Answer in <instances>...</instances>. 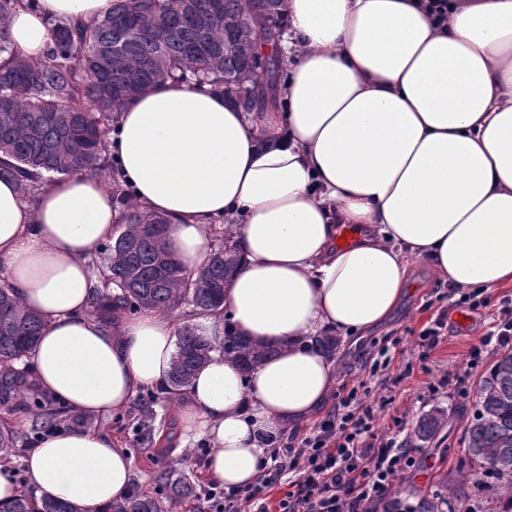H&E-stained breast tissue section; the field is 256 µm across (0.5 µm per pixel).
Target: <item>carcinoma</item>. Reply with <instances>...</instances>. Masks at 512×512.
I'll return each mask as SVG.
<instances>
[{
  "instance_id": "obj_1",
  "label": "carcinoma",
  "mask_w": 512,
  "mask_h": 512,
  "mask_svg": "<svg viewBox=\"0 0 512 512\" xmlns=\"http://www.w3.org/2000/svg\"><path fill=\"white\" fill-rule=\"evenodd\" d=\"M0 0V180L16 182L21 196L34 198L54 175L88 174L113 188L121 205L119 231L105 248L106 263L95 274L105 288L95 293L89 313L112 324V314L153 309L168 314L182 304L198 315L223 313L224 284L238 259L232 246L214 250L206 265L189 273L166 244V218L128 201L104 157L106 134L130 98L167 80L206 84L242 111L254 101L239 91L274 90L278 58L256 64L260 43H274L284 23L285 0H117L115 11L90 28L70 21L52 23L43 59L28 60L9 44L7 23L21 2ZM43 320L10 290L0 288V411L33 413L31 431L58 426L62 411L42 413L44 400L34 383L13 364L33 348ZM236 360L249 372L270 351L233 336L212 343L188 325L179 331L167 392L188 386L211 353ZM475 411L467 423L465 457L459 471L465 482L477 472L495 497L494 512H512V350L503 352L476 387ZM444 421L434 410L416 426L417 437L433 438ZM11 426H0V464L18 457ZM195 495V486L176 468L162 488L112 500L103 512H175ZM448 492L409 504L398 494L385 512H454ZM0 512H82L66 502L37 500L21 491Z\"/></svg>"
}]
</instances>
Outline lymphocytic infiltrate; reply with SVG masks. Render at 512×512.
<instances>
[{"label":"lymphocytic infiltrate","mask_w":512,"mask_h":512,"mask_svg":"<svg viewBox=\"0 0 512 512\" xmlns=\"http://www.w3.org/2000/svg\"><path fill=\"white\" fill-rule=\"evenodd\" d=\"M512 345V301H502L493 330L469 351L466 373H445L428 387L431 394L469 395V370L484 367L497 348ZM394 402L375 396L367 381L339 391L332 411L304 434L264 436L270 464L254 486L218 494L203 488L214 512H370L389 493L395 479L412 467L413 450L376 426L377 415ZM294 479L286 495L271 501L281 475Z\"/></svg>","instance_id":"lymphocytic-infiltrate-1"}]
</instances>
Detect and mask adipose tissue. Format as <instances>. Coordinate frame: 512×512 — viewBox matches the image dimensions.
Segmentation results:
<instances>
[{
	"label": "adipose tissue",
	"mask_w": 512,
	"mask_h": 512,
	"mask_svg": "<svg viewBox=\"0 0 512 512\" xmlns=\"http://www.w3.org/2000/svg\"><path fill=\"white\" fill-rule=\"evenodd\" d=\"M117 0H39L8 33L42 59L58 18L90 23ZM280 104L241 111L189 83L138 95L107 137L135 203L169 222L167 244L191 271L225 219L239 263L224 312L192 317L213 342L233 335L274 354L250 373L222 354L197 370L174 413L213 448L202 475L256 482L263 434L303 426L338 385L311 344L384 323L409 289L410 264L449 287L512 286V0H286ZM98 178L55 180L35 200L0 181V286L44 319L21 360L41 393L98 418L143 389L166 390L177 325L143 310L105 330L88 311V256L118 222ZM365 229L336 245V227ZM133 461L111 434L60 429L29 451L40 497L102 512L127 492Z\"/></svg>",
	"instance_id": "adipose-tissue-1"
}]
</instances>
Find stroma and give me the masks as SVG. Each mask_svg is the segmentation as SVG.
<instances>
[{
    "mask_svg": "<svg viewBox=\"0 0 512 512\" xmlns=\"http://www.w3.org/2000/svg\"><path fill=\"white\" fill-rule=\"evenodd\" d=\"M409 273L416 290L400 301L391 320L362 343L354 346L344 341L339 343L335 355L339 383L349 386L367 379L368 359L377 357L379 348L390 335L400 336L401 345L389 349L391 370L398 373L407 368L411 374L396 386L394 411L382 414L379 426L394 430L393 419L399 416L404 418V432L409 435L416 422L435 409L444 411L445 423L433 439L417 441L415 464L397 480L396 487L402 490L404 497L414 501L438 494L444 485L451 484L456 488L460 503L484 505L491 498L489 490L474 479L463 484L458 481V469L464 456L460 437L473 415L475 399L445 394L433 396L428 386L445 371L466 369L469 348L490 331L501 301L512 299V286L490 292L488 304L473 310L460 304L458 294L437 280L425 265L413 264ZM440 314L447 322L444 337L427 360H419L414 349L418 335ZM171 407L168 395L146 389L139 392L124 411L95 421L97 429L111 433L132 458L131 490H154L158 477L175 463L195 474L201 471L211 448L208 438L190 437L186 448H172L165 457L158 455L155 448L136 441L137 420L144 414L152 415L156 430L166 432L178 428Z\"/></svg>",
    "mask_w": 512,
    "mask_h": 512,
    "instance_id": "obj_1",
    "label": "stroma"
}]
</instances>
